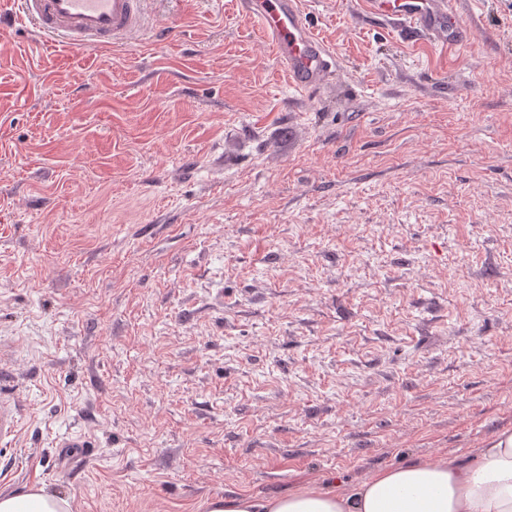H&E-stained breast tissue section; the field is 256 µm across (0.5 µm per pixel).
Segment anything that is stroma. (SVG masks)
Masks as SVG:
<instances>
[{
    "label": "stroma",
    "instance_id": "35a3bbf8",
    "mask_svg": "<svg viewBox=\"0 0 512 512\" xmlns=\"http://www.w3.org/2000/svg\"><path fill=\"white\" fill-rule=\"evenodd\" d=\"M455 7L445 52L304 0L306 96L235 0L82 53L0 0V493L208 512L512 429V0Z\"/></svg>",
    "mask_w": 512,
    "mask_h": 512
}]
</instances>
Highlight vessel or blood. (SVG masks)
<instances>
[{"instance_id":"b4317fda","label":"vessel or blood","mask_w":512,"mask_h":512,"mask_svg":"<svg viewBox=\"0 0 512 512\" xmlns=\"http://www.w3.org/2000/svg\"><path fill=\"white\" fill-rule=\"evenodd\" d=\"M148 0H15L22 22L41 37L84 49L130 43L145 27ZM241 14L257 24L261 37L288 74L290 87L308 95L336 72L334 54L314 34L302 0H237ZM367 12L384 15L419 33L432 45L458 46L468 33L453 0H363Z\"/></svg>"}]
</instances>
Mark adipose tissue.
I'll return each instance as SVG.
<instances>
[{
    "label": "adipose tissue",
    "mask_w": 512,
    "mask_h": 512,
    "mask_svg": "<svg viewBox=\"0 0 512 512\" xmlns=\"http://www.w3.org/2000/svg\"><path fill=\"white\" fill-rule=\"evenodd\" d=\"M42 487L0 495V512H62ZM209 512H512V430L496 431L469 458L439 456L375 472L361 482L331 481L266 498L210 502Z\"/></svg>",
    "instance_id": "obj_1"
}]
</instances>
